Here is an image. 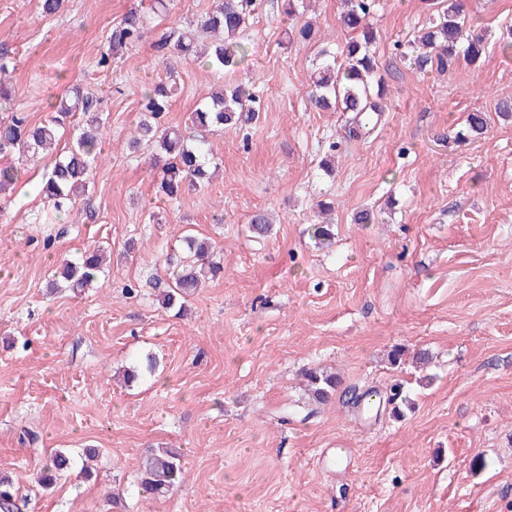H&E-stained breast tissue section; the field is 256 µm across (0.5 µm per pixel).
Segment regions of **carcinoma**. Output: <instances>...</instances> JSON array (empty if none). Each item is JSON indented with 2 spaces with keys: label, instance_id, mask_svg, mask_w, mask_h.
<instances>
[{
  "label": "carcinoma",
  "instance_id": "1",
  "mask_svg": "<svg viewBox=\"0 0 512 512\" xmlns=\"http://www.w3.org/2000/svg\"><path fill=\"white\" fill-rule=\"evenodd\" d=\"M345 9L339 16L340 25L358 33L343 51L344 62L325 61L314 67L310 74L309 98L316 108L326 110L337 107L353 114L355 131L362 132L375 126L384 105L385 86L377 77V65L371 53L375 39L370 18L376 0H343ZM257 0H216L214 7L195 24H189L165 37L170 58L189 59L195 56L199 39L211 40L212 51L205 64L222 74L234 71L249 56L250 40L247 31L256 10ZM433 14L429 26L408 44L411 52L401 51L403 59L419 70L426 68L444 72L463 57L477 63L486 54L485 38L472 32L467 25L465 0H430ZM145 34L143 16L129 11L107 32L98 64L112 65V60L124 54L129 46L142 40ZM14 65L7 53L0 51V109L12 108L14 85L11 73ZM177 92L174 75L168 80L152 84L143 94L141 108L147 117L139 120L131 136L133 146L146 141L155 144L158 152L152 155V166L161 168L158 191L170 200H176L190 190L203 186L208 169L215 164L208 135L240 130L260 119V103L251 87L245 83L222 85L212 92L202 105L191 113V124L185 128L162 127L159 119L170 111ZM97 100L78 91L61 101L48 119L31 123L23 112H13L7 121L0 120V156L7 157L15 151L28 154L35 161L39 154L51 150L60 131L72 130V145L55 160L43 175L40 195L57 215L72 212L78 197L85 195L93 164L102 155L105 138V121L96 109ZM86 117V125L73 122L76 113ZM486 118L482 112H472L467 118L466 132L462 137H475L484 133ZM20 170L12 165L0 166V196L13 188ZM186 256L173 262L163 256L153 261L163 264L169 271V280L158 281V301L167 308L184 305L185 298L193 295L199 275L207 268L216 276L223 272L220 263L211 260L212 246L192 234L183 237ZM104 273L101 257L96 252L85 253L76 261L62 262L61 277L73 293L90 287ZM157 362L146 357L145 363L133 365L125 371L129 383L138 381L144 374L155 373ZM307 396L317 404H324L336 395V377L309 370ZM74 465L71 454L55 450L37 476L41 489L50 491L70 472ZM137 471L138 493L144 497L162 496L184 482V470L177 450L150 448L141 458ZM13 487L8 478L0 479V508L11 512Z\"/></svg>",
  "mask_w": 512,
  "mask_h": 512
}]
</instances>
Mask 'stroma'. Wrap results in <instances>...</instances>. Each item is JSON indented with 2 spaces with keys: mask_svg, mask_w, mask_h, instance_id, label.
<instances>
[{
  "mask_svg": "<svg viewBox=\"0 0 512 512\" xmlns=\"http://www.w3.org/2000/svg\"><path fill=\"white\" fill-rule=\"evenodd\" d=\"M372 50L386 110L355 140L347 115L312 107L320 49L341 54L350 34L340 0H307L299 21L319 43L288 41L272 0L248 31L258 123L213 136L220 164L208 187L157 195L153 147L129 130L151 82L167 79L160 35L199 19L214 0H0V44L15 67L14 108L44 121L74 86L100 101L108 138L90 172V206L58 234L37 193L47 155L21 166L0 205V476L13 512H512V0H470L488 32L481 64L448 72L410 67L396 53L427 25L424 0H377ZM146 35L108 68V28L129 10ZM180 93L166 123L181 125L216 74L176 66ZM478 140H457L469 113ZM334 157L333 173L320 166ZM331 202L333 237L319 243L315 205ZM371 216L358 223L360 212ZM258 212L273 230L250 238ZM214 242L221 279L189 297L184 315L156 299L155 253L180 254L183 229ZM97 247L110 263L90 288L50 291L58 259ZM428 365L412 363L416 352ZM155 356L154 376L126 386L125 367ZM326 368L343 387L389 392L398 408L358 416L334 399L314 417L299 373ZM182 454L186 480L156 498L137 492L146 448ZM96 448L92 478L72 470L42 491L54 449Z\"/></svg>",
  "mask_w": 512,
  "mask_h": 512,
  "instance_id": "35a3bbf8",
  "label": "stroma"
}]
</instances>
